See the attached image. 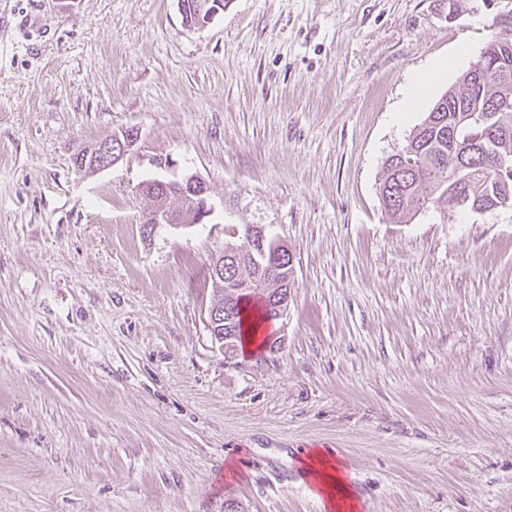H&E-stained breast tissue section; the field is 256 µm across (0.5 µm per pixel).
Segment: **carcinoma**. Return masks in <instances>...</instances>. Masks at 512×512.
Listing matches in <instances>:
<instances>
[{
    "label": "carcinoma",
    "instance_id": "1",
    "mask_svg": "<svg viewBox=\"0 0 512 512\" xmlns=\"http://www.w3.org/2000/svg\"><path fill=\"white\" fill-rule=\"evenodd\" d=\"M495 32L487 42L489 77L479 78L468 69L457 84L446 90L410 135L402 150L387 157L378 183L382 207L394 219L410 220L433 207L448 210V194L460 185L469 202L464 209L474 211L500 199H512V170H498L480 155L473 163L455 170L439 168L442 155L458 152L482 132L472 115L485 117L486 125L498 132L497 150L512 155V27L493 22ZM224 275L240 280L259 279L266 271L251 261L224 263ZM223 304L224 335L229 337L224 352L232 355L243 349V312L256 305L262 318L275 321L268 295L259 291L239 292L233 298L216 295Z\"/></svg>",
    "mask_w": 512,
    "mask_h": 512
}]
</instances>
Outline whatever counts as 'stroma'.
Returning a JSON list of instances; mask_svg holds the SVG:
<instances>
[{"mask_svg": "<svg viewBox=\"0 0 512 512\" xmlns=\"http://www.w3.org/2000/svg\"><path fill=\"white\" fill-rule=\"evenodd\" d=\"M509 11L225 0L191 29L176 0H0V512H327L314 449L360 512H512V208L402 223L377 192ZM158 155L209 185L208 223L143 236ZM229 224L294 255L277 351L211 339ZM138 132L129 129L128 132L123 131L122 134L114 132L108 134L98 140L94 145L87 149L83 158L82 151L79 150L74 156V166L77 170L86 172L88 157L92 155L94 172H103L112 168L121 162L129 153H131L138 142ZM306 473L316 475V487L320 493L327 496V509L340 508L336 501V487L345 486L344 479L340 476V468L319 450H312L301 459Z\"/></svg>", "mask_w": 512, "mask_h": 512, "instance_id": "stroma-1", "label": "stroma"}]
</instances>
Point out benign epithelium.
I'll use <instances>...</instances> for the list:
<instances>
[{
    "mask_svg": "<svg viewBox=\"0 0 512 512\" xmlns=\"http://www.w3.org/2000/svg\"><path fill=\"white\" fill-rule=\"evenodd\" d=\"M177 3L184 23L194 29L205 27L214 16L224 10V0H207L202 7L197 6L192 0H177ZM484 139L483 152L493 157L496 164L502 167L506 166L507 159L496 151L495 133L491 130L486 131ZM137 142L138 132L132 129L127 132L108 134L89 147L85 155L75 158L74 166L79 171H87V161L91 157L94 171L103 172L121 162L133 151ZM140 191L150 194L154 199V206L142 215L143 231L148 237L154 236L157 230L164 226L201 224L206 217L213 213L207 183L197 174L145 181L140 184ZM174 195L179 197L182 203L181 209L177 211L168 206L170 198ZM243 237L247 242L245 252L266 255V237L261 226L245 225ZM240 254L242 251L230 243L224 245V248L214 254L213 279L224 288L227 294H233L240 289L249 287V284L243 281L238 282L235 287L224 283V258ZM293 287L294 284L285 281L271 297L272 306L279 319L287 313Z\"/></svg>",
    "mask_w": 512,
    "mask_h": 512,
    "instance_id": "1",
    "label": "benign epithelium"
}]
</instances>
